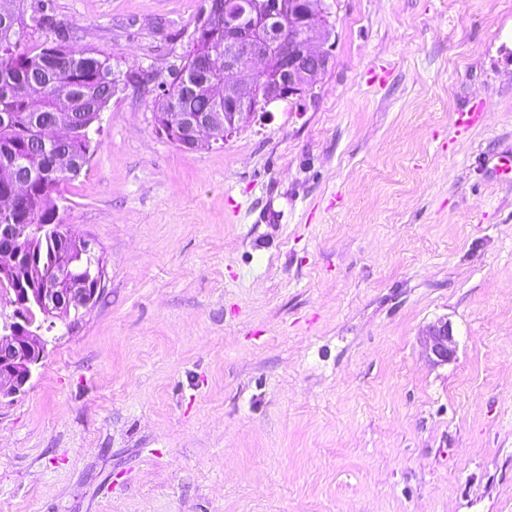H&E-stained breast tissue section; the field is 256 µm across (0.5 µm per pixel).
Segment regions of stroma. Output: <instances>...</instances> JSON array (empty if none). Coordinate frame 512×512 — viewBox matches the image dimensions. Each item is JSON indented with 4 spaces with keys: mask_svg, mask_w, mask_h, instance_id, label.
I'll return each mask as SVG.
<instances>
[{
    "mask_svg": "<svg viewBox=\"0 0 512 512\" xmlns=\"http://www.w3.org/2000/svg\"><path fill=\"white\" fill-rule=\"evenodd\" d=\"M326 2L302 105L189 152L203 0H53L127 83L53 194L105 288L0 400V512H512V0ZM421 346L426 357L434 364L448 363L455 352L456 342L448 320H438L422 336Z\"/></svg>",
    "mask_w": 512,
    "mask_h": 512,
    "instance_id": "1",
    "label": "stroma"
}]
</instances>
